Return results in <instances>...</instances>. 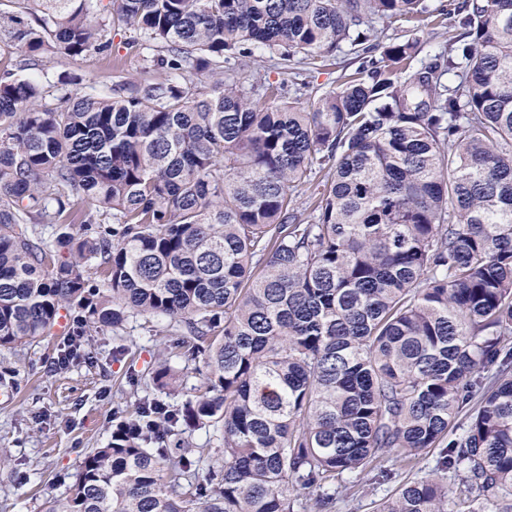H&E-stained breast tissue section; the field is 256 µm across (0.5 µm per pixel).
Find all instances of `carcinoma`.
I'll return each mask as SVG.
<instances>
[{
  "instance_id": "carcinoma-1",
  "label": "carcinoma",
  "mask_w": 512,
  "mask_h": 512,
  "mask_svg": "<svg viewBox=\"0 0 512 512\" xmlns=\"http://www.w3.org/2000/svg\"><path fill=\"white\" fill-rule=\"evenodd\" d=\"M9 2L1 45L73 60L111 48L112 24L163 49L166 75L109 99L0 75V349L74 307L70 345L141 316L205 368L180 413L139 403L44 512H295L297 491L332 512L345 477L382 485L432 449L376 512H512V0ZM406 17L458 29L410 74L418 42L372 39ZM345 43L360 66L307 107L224 75ZM48 88L57 106L25 107ZM95 208L116 224L93 231ZM179 425L221 432L222 459L174 457L160 428ZM327 172V169L319 172L318 165L316 164L313 166L310 181L299 186L297 189L295 197L296 210L300 218L304 221L310 220L313 215L314 196L323 188Z\"/></svg>"
}]
</instances>
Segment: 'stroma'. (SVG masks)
<instances>
[{"instance_id": "obj_1", "label": "stroma", "mask_w": 512, "mask_h": 512, "mask_svg": "<svg viewBox=\"0 0 512 512\" xmlns=\"http://www.w3.org/2000/svg\"><path fill=\"white\" fill-rule=\"evenodd\" d=\"M374 34L383 45L415 41L422 53L447 49L455 30L450 26L420 27L413 22L389 25L375 22ZM112 49L91 53L74 61L36 62L23 66L20 54H0V70L24 67L42 82L58 74L76 75L79 94L104 97L117 83L162 79V69L152 66L141 50L130 47L134 34L111 33ZM356 54L343 45L330 65L312 67L297 59L289 67L266 53L236 58L227 63L246 86L262 89L273 83L286 95L309 97L337 90L342 72L354 69ZM87 353L79 364L57 367L63 335L52 332L39 343L16 350H0V362L12 373L0 380L1 392L13 391L12 400L0 397V512H40L46 497H63L86 449L98 448L112 437L114 418L128 415L146 397L177 409L201 384V361L184 365V382L175 392L146 386L145 378L160 355L174 353L175 339L168 333L149 334L144 318L129 319L121 329L93 328L82 339Z\"/></svg>"}]
</instances>
